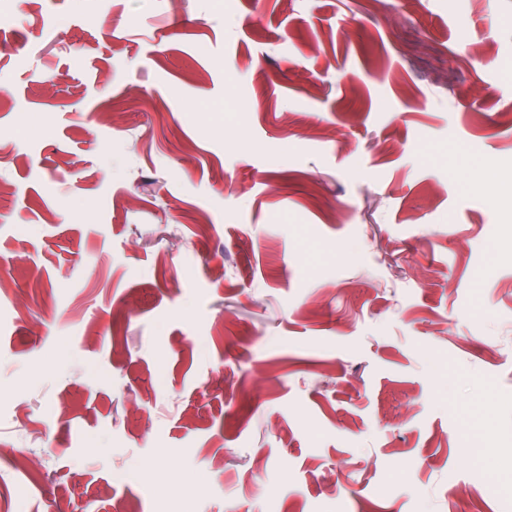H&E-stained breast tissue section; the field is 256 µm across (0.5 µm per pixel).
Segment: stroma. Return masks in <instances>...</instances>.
I'll list each match as a JSON object with an SVG mask.
<instances>
[{"mask_svg": "<svg viewBox=\"0 0 512 512\" xmlns=\"http://www.w3.org/2000/svg\"><path fill=\"white\" fill-rule=\"evenodd\" d=\"M510 60L512 0H0V512H512Z\"/></svg>", "mask_w": 512, "mask_h": 512, "instance_id": "35a3bbf8", "label": "stroma"}]
</instances>
